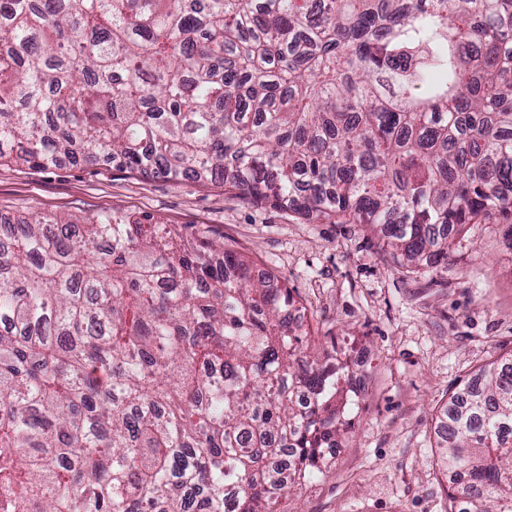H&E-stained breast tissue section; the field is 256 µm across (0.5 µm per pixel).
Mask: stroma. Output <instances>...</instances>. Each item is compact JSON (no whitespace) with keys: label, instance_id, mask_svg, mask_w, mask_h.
Instances as JSON below:
<instances>
[{"label":"stroma","instance_id":"obj_1","mask_svg":"<svg viewBox=\"0 0 512 512\" xmlns=\"http://www.w3.org/2000/svg\"><path fill=\"white\" fill-rule=\"evenodd\" d=\"M107 210L205 226L272 272L326 363L356 382L352 426L277 512H451L435 434L441 409L478 367L512 355V239L450 234L448 269L409 277L361 224L311 223L251 205L193 176L141 177L113 164L0 167V217L74 222Z\"/></svg>","mask_w":512,"mask_h":512}]
</instances>
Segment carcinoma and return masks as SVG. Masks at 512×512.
<instances>
[{
    "mask_svg": "<svg viewBox=\"0 0 512 512\" xmlns=\"http://www.w3.org/2000/svg\"><path fill=\"white\" fill-rule=\"evenodd\" d=\"M115 163L367 224L414 273L509 220L512 0H0V166ZM208 230L0 222V512H276L347 381ZM439 434L456 512H512V358Z\"/></svg>",
    "mask_w": 512,
    "mask_h": 512,
    "instance_id": "carcinoma-1",
    "label": "carcinoma"
}]
</instances>
